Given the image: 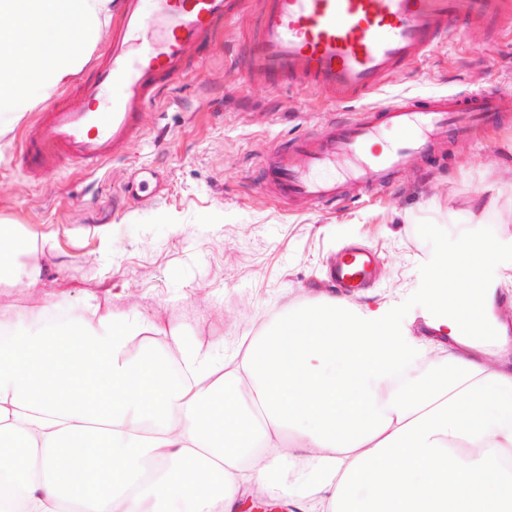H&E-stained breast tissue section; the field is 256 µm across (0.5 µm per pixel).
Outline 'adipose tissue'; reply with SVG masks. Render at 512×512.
Listing matches in <instances>:
<instances>
[{"label": "adipose tissue", "mask_w": 512, "mask_h": 512, "mask_svg": "<svg viewBox=\"0 0 512 512\" xmlns=\"http://www.w3.org/2000/svg\"><path fill=\"white\" fill-rule=\"evenodd\" d=\"M58 0H0V136L78 73L112 0L80 23ZM27 236L0 225V282L41 281ZM467 237L436 259L437 295L496 309ZM0 307V512H512V367L470 341L414 336L395 303L283 302L227 354L180 345V380L130 356L134 309L86 301L50 323Z\"/></svg>", "instance_id": "ef3b65f1"}]
</instances>
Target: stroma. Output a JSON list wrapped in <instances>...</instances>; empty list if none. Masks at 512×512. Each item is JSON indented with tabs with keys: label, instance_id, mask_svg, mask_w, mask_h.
<instances>
[{
	"label": "stroma",
	"instance_id": "obj_1",
	"mask_svg": "<svg viewBox=\"0 0 512 512\" xmlns=\"http://www.w3.org/2000/svg\"><path fill=\"white\" fill-rule=\"evenodd\" d=\"M263 5L247 0L221 43L144 109L143 137L101 169L69 165L35 183L13 165L21 128L0 138V222L36 235L43 269L35 287L0 283V305L29 312L54 291L66 312L91 296L101 310L134 308L156 323L147 342L157 349L172 346L167 332L178 327L184 341L228 352L284 299L331 291L337 249L360 244L378 252L380 270L354 304L397 301L398 319L419 336L434 257L477 233L503 249L482 276L512 324V284L500 280L512 261V114L449 135L364 204L276 203L262 186L264 157L283 137L317 133L353 110L236 69ZM474 89L512 98V24L466 29L368 103Z\"/></svg>",
	"mask_w": 512,
	"mask_h": 512
}]
</instances>
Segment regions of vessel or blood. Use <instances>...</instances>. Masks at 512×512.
I'll use <instances>...</instances> for the list:
<instances>
[{
  "label": "vessel or blood",
  "instance_id": "vessel-or-blood-1",
  "mask_svg": "<svg viewBox=\"0 0 512 512\" xmlns=\"http://www.w3.org/2000/svg\"><path fill=\"white\" fill-rule=\"evenodd\" d=\"M245 0H114L112 37L80 81L23 129L15 164L44 180L67 165L94 171L141 139L139 115L206 57L236 21ZM512 20V0H266L246 56L248 75L320 91L348 104L379 92L400 69L424 60L472 23ZM512 99L464 90L366 107L317 135L280 142L265 162V187L279 203L306 199L333 206L357 201L424 155L449 129L493 126ZM396 138L377 149L382 129ZM355 166L337 177L317 170L336 160ZM378 254L342 252L330 269L334 288L356 294L373 278Z\"/></svg>",
  "mask_w": 512,
  "mask_h": 512
}]
</instances>
